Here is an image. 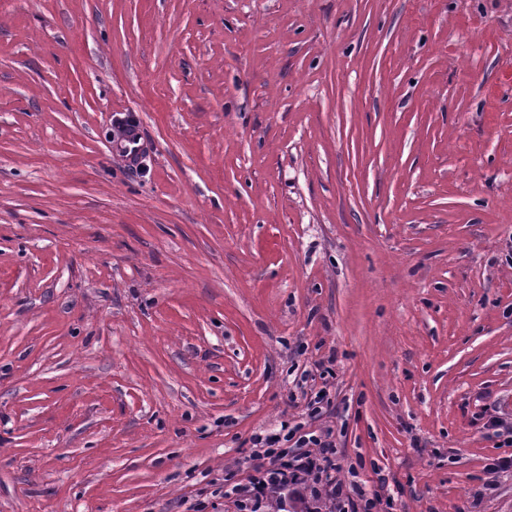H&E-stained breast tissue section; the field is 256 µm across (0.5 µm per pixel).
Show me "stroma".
Returning a JSON list of instances; mask_svg holds the SVG:
<instances>
[{
	"label": "stroma",
	"mask_w": 512,
	"mask_h": 512,
	"mask_svg": "<svg viewBox=\"0 0 512 512\" xmlns=\"http://www.w3.org/2000/svg\"><path fill=\"white\" fill-rule=\"evenodd\" d=\"M511 238L512 0H0V512H236L323 387L393 512H512ZM116 133L113 135V141H117L120 147V153L126 158L128 165L132 168L138 166L139 153L134 150L133 152L126 150V143L136 142L139 139L138 125L133 122L118 121L116 126Z\"/></svg>",
	"instance_id": "35a3bbf8"
}]
</instances>
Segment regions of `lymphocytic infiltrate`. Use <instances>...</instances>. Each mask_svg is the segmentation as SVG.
Returning a JSON list of instances; mask_svg holds the SVG:
<instances>
[{
	"label": "lymphocytic infiltrate",
	"mask_w": 512,
	"mask_h": 512,
	"mask_svg": "<svg viewBox=\"0 0 512 512\" xmlns=\"http://www.w3.org/2000/svg\"><path fill=\"white\" fill-rule=\"evenodd\" d=\"M284 442L291 451L281 450ZM252 443L253 473L231 488L238 512L277 508L291 495L303 499L307 512H374L380 501L377 492L356 481V469H344L333 428L285 423L280 433L254 436Z\"/></svg>",
	"instance_id": "obj_1"
}]
</instances>
